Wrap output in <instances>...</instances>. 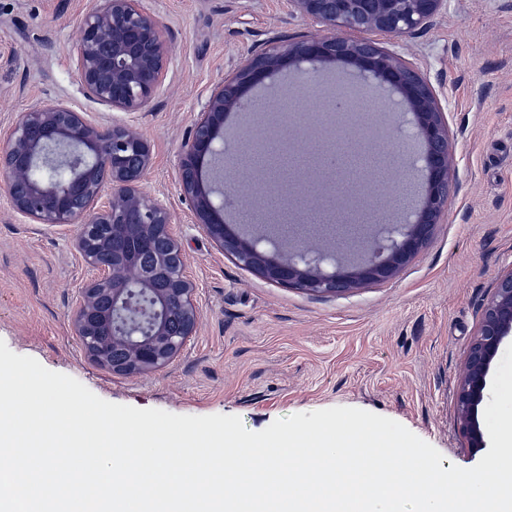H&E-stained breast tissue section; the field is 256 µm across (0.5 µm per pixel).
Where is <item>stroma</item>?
Returning <instances> with one entry per match:
<instances>
[{
    "label": "stroma",
    "instance_id": "1",
    "mask_svg": "<svg viewBox=\"0 0 512 512\" xmlns=\"http://www.w3.org/2000/svg\"><path fill=\"white\" fill-rule=\"evenodd\" d=\"M95 0H0V128L17 112L56 101L95 123L136 127L152 165L141 186L159 195L197 284V332L165 368L115 375L84 353L72 306L85 279L77 225L48 227L17 215L0 193V340L15 353L67 374L117 404L180 415L239 416L252 431L296 413L355 407L391 418L443 456L442 468L475 466L457 423L455 387L483 302L512 264V0H448L438 22L382 46L412 63L448 121L455 188L418 255L388 281L333 297L272 283L239 267L193 222L180 186L179 152L211 91L279 41L320 31L287 0H143L171 47L163 85L144 110L121 112L89 99L76 67L79 20ZM281 74L255 91L249 112L264 134ZM381 150L388 166L367 184L366 222L344 238L316 233L309 198L280 227L276 253L297 248L349 257L368 238L400 224L421 178L418 146L402 112Z\"/></svg>",
    "mask_w": 512,
    "mask_h": 512
}]
</instances>
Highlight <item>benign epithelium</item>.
Returning <instances> with one entry per match:
<instances>
[{
  "mask_svg": "<svg viewBox=\"0 0 512 512\" xmlns=\"http://www.w3.org/2000/svg\"><path fill=\"white\" fill-rule=\"evenodd\" d=\"M322 34L277 46L247 61L211 91L192 135L180 152L181 184L195 223L235 261L266 280L319 296L391 279L410 262L440 223L453 185L448 122L429 83L416 68L369 37L409 36L428 29L447 0H289ZM170 47L156 16L142 0H96L79 21L76 62L86 94L123 112H140L161 86ZM348 64L361 81L403 106L421 145L424 190L405 224H387L374 241L375 257L346 264L333 253L298 249L288 259L270 255L273 233L240 234L224 221V202L234 168L224 162V118L242 110L250 91L284 71L307 80L305 96L325 66ZM310 140L288 141L295 153L308 146L322 175L320 203L327 209L359 206L365 177L345 180L342 146L362 143L361 125L345 132L337 124L314 125ZM148 141L129 125H97L74 106L45 102L17 113L0 136V190L11 208L34 224L79 225L77 249L88 277L73 307L76 336L91 360L114 374H140L172 362L196 333L197 285L173 234L163 201L142 190L151 167ZM267 193L286 202L305 198L292 180L274 178ZM331 264L336 270L328 272ZM512 337V264L497 277L482 307L479 329L456 388V404L468 447H486L478 421L491 365Z\"/></svg>",
  "mask_w": 512,
  "mask_h": 512,
  "instance_id": "obj_1",
  "label": "benign epithelium"
}]
</instances>
